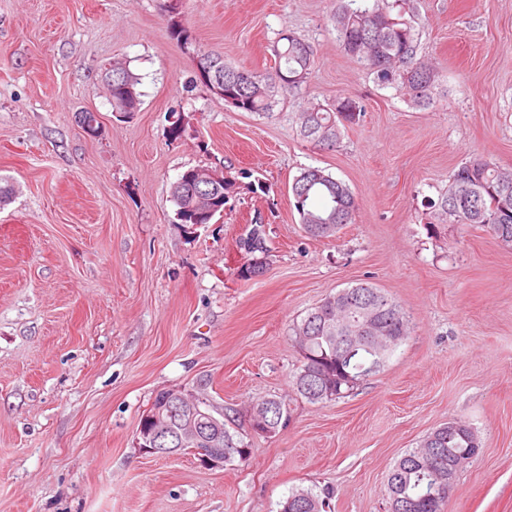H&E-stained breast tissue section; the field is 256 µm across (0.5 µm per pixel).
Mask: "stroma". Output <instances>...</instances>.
<instances>
[{"label":"stroma","mask_w":512,"mask_h":512,"mask_svg":"<svg viewBox=\"0 0 512 512\" xmlns=\"http://www.w3.org/2000/svg\"><path fill=\"white\" fill-rule=\"evenodd\" d=\"M164 3L0 0V512H278L298 488L331 489V512H388L395 462L451 419L482 452L444 512H512V248L429 221L462 163L512 167V0H405L441 75L428 108L340 49L333 0H183L193 38L237 67H272L284 30L311 45L313 74L271 119L193 83ZM117 59L140 79L126 122L103 79ZM343 96L365 111L340 144L304 141L295 112ZM196 165L223 166L224 216L174 223L170 187ZM309 166L356 197L331 239L308 238L293 207ZM255 224L270 261L246 279ZM359 282L410 333L351 395L308 402L289 387L292 324ZM200 380L242 414L285 397L290 419L221 469L135 448L157 391Z\"/></svg>","instance_id":"1"}]
</instances>
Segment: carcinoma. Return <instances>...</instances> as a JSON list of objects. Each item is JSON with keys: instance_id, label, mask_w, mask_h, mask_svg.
I'll list each match as a JSON object with an SVG mask.
<instances>
[{"instance_id": "cac0c4a2", "label": "carcinoma", "mask_w": 512, "mask_h": 512, "mask_svg": "<svg viewBox=\"0 0 512 512\" xmlns=\"http://www.w3.org/2000/svg\"><path fill=\"white\" fill-rule=\"evenodd\" d=\"M398 4L388 0H372L365 8H352L346 0H336L330 20L342 50L361 64L386 86L402 92L409 102L427 108L434 103V90L440 75L436 67L418 56V32L413 21L400 12ZM182 4L168 0L167 32L170 39L200 58L198 68L208 61H219L222 69L211 67L208 73L196 75L206 88L211 82L224 81V106L244 112L273 116L275 97L292 92L308 82L315 68L314 52L302 38L285 33L282 45L276 47L277 61L273 70L239 69L224 57L193 42L181 19ZM112 111L130 119L140 111L139 78L126 64L115 61L105 74ZM364 106L360 100L345 96L327 106H310L297 114L300 135L318 147H335L343 129L355 123ZM183 172L171 185L174 205L173 222L192 223L191 198L183 184ZM297 192L293 206L300 217L304 233L314 239L336 236V226L351 222L356 199L349 186L319 167H309L294 179ZM437 223L470 224L486 229L502 245L512 247V168L501 167L483 157L462 164L449 180L448 190L432 211ZM241 248L261 258L268 256L265 231L252 225L240 241ZM409 323L401 308L381 290L369 283H357L325 298L293 327L301 365L291 381L292 390L311 403L342 398L359 384L379 373L399 343L409 334ZM356 336V341H344ZM267 405L276 407L275 425L288 419L286 399L268 397L257 402L256 411ZM210 432L223 441L230 452L224 464L248 461L240 457V449L251 453L247 428L238 412L207 404ZM424 448L440 449L442 463L435 457L426 462L419 449L404 453L394 464L387 480L388 496L396 495L413 505L410 512H442L448 496L438 495L440 477L462 459L476 457L480 447L471 428L457 429L448 422L431 432L423 441ZM286 512H326L328 503L320 495L297 489L281 503Z\"/></svg>"}]
</instances>
